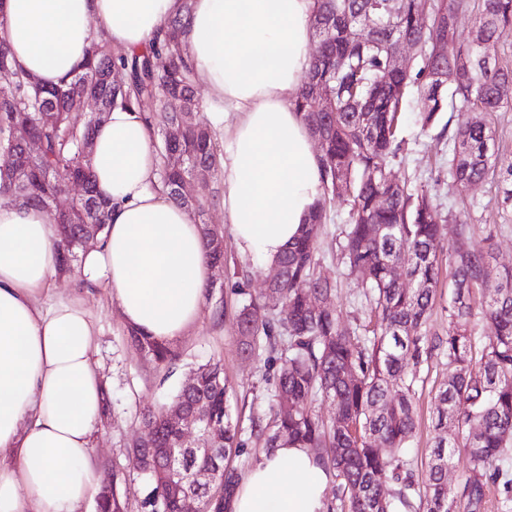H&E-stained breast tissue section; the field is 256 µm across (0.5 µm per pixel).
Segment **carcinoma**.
Wrapping results in <instances>:
<instances>
[{"mask_svg": "<svg viewBox=\"0 0 512 512\" xmlns=\"http://www.w3.org/2000/svg\"><path fill=\"white\" fill-rule=\"evenodd\" d=\"M311 21L313 35L322 25L336 28V45H316L307 77L318 79L324 98L317 100L302 85L295 109L310 133H326L318 155L322 195L310 212L300 236L274 264L287 275L284 285L244 300L238 315L242 344L251 352L280 354L275 402L257 439L268 448L288 439L303 448H321L315 459L336 476V502L328 512H483L486 490L502 486L498 512H512V271L500 270L495 261L493 236L479 245L469 243L470 224L454 217L457 241L464 248L448 250L454 296L448 306V336L436 338L427 330L439 274L442 224L447 215L429 190L410 188L392 179L390 159L404 151L398 136V112L411 85L429 104L420 115L422 129L435 125L442 112L481 105L464 126H448V180L461 187L501 178L506 198H512V161L490 149L493 141L486 115L497 111L512 96L506 86L512 71L487 61L490 48L512 33V0H481L478 25L485 45L456 38L454 18L472 6V0H316ZM369 13L377 27L363 30L357 17ZM431 27L421 35L416 73L397 74L389 69L393 38L414 30L422 16ZM182 18L165 26L163 45L128 54L112 49L103 38L92 39L86 58L72 77L51 87L31 80L16 66L0 21V67L9 71L0 88V154L22 157L18 167L0 172V198L24 200L49 209L51 198L70 190L64 174L80 176L84 207L95 209L108 223L107 207L98 199L91 158L81 142L94 135L95 116L83 123L75 114L94 102L104 111L122 106L139 112L155 126L146 103L157 102L166 121L159 130L158 182L177 203L198 215L205 201L189 204L174 191L175 184L200 165L214 169L217 145L211 130L196 119L198 102L194 76L185 60L181 40ZM468 63L471 78L458 81L455 71ZM120 74L124 87L112 89L111 75ZM27 116L42 152L25 156V147L11 137L14 120ZM389 197L379 209L375 200ZM350 206V225L341 254L348 274L360 280L364 297L378 314L377 328L369 336H352L333 307L314 313L308 299L314 294L331 300L333 279L322 273L316 258L314 232L327 222V206L334 198ZM84 214L73 209L53 212L61 226L60 270L76 259ZM212 264L224 263V249L213 246L211 229L200 224ZM395 264L406 266L414 287L400 288L390 277ZM283 305V318L251 319L258 308ZM129 334L158 363L172 360L169 347L131 330ZM435 349L448 360V380L436 388V427L454 432L453 440L439 438L427 464L424 487L415 483L403 448L417 429L414 396L421 364ZM231 387L219 363L193 369L171 404L202 414L200 428L223 431L224 444L211 453L198 448H171L179 429L164 417L163 404L143 415L153 429L152 448L128 457H174L183 477L199 471L213 474L219 492L202 500L204 512H230L239 484L238 471L226 459L241 451V429L229 406ZM321 399L332 413L323 418L309 403ZM394 449L379 453L376 444ZM467 455L470 476L460 489L448 484L454 449ZM148 477L151 490L142 508L177 512L152 469L129 465ZM124 473L114 470L97 496L98 512H128L119 483Z\"/></svg>", "mask_w": 512, "mask_h": 512, "instance_id": "cac0c4a2", "label": "carcinoma"}]
</instances>
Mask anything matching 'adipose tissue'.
I'll use <instances>...</instances> for the list:
<instances>
[{
    "instance_id": "ef3b65f1",
    "label": "adipose tissue",
    "mask_w": 512,
    "mask_h": 512,
    "mask_svg": "<svg viewBox=\"0 0 512 512\" xmlns=\"http://www.w3.org/2000/svg\"><path fill=\"white\" fill-rule=\"evenodd\" d=\"M180 0H0L7 44L44 85L69 77L95 36L148 47ZM315 0H191L182 39L213 105L220 207L238 251L270 262L321 196L317 154L293 100L309 61ZM92 166L109 222L83 251L85 288L105 289L127 328L170 344L200 318L212 271L198 224L155 188L152 129L113 108ZM59 227L35 206L0 201V512H78L102 484L91 461L104 396L95 327L80 298L45 302L59 272ZM327 472L288 442L241 480L232 512H324Z\"/></svg>"
}]
</instances>
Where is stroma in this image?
<instances>
[{"label":"stroma","instance_id":"35a3bbf8","mask_svg":"<svg viewBox=\"0 0 512 512\" xmlns=\"http://www.w3.org/2000/svg\"><path fill=\"white\" fill-rule=\"evenodd\" d=\"M422 110L417 91H409L401 114L405 150L389 163L392 178L416 179L418 184L428 187L440 207L456 214L469 213L474 240L494 232L496 264L501 269H512V200H507L501 183L492 178L460 190L451 188L447 174L448 142L440 138L437 129L421 130ZM204 220L218 225L224 237V273L211 275L203 316L187 336L173 344L176 358L170 364L156 363L132 343L118 308L104 289L85 291L74 271L58 274L54 282L55 295H84L96 326L93 360L104 382L105 408L94 439L93 457L102 472L126 467L129 443L147 435L142 421L144 412L170 401L189 370L210 361L223 364L232 388L230 402L241 418L244 449L230 457V465L244 474L263 458L265 449L250 436L249 428L252 421L264 418L268 411L279 363L274 359L264 363L244 352L237 315L246 295L264 293L273 266L238 252L217 207H210ZM348 222L347 202L335 199L326 224L319 230L318 257L336 279L332 304L340 312L343 325L369 329L375 323L370 306L361 296L357 281L346 276L336 259ZM421 376L423 381L414 399L417 433L406 449L419 483L425 479V463L438 435L434 395L437 386L448 378L447 359L432 356L424 364Z\"/></svg>","mask_w":512,"mask_h":512}]
</instances>
